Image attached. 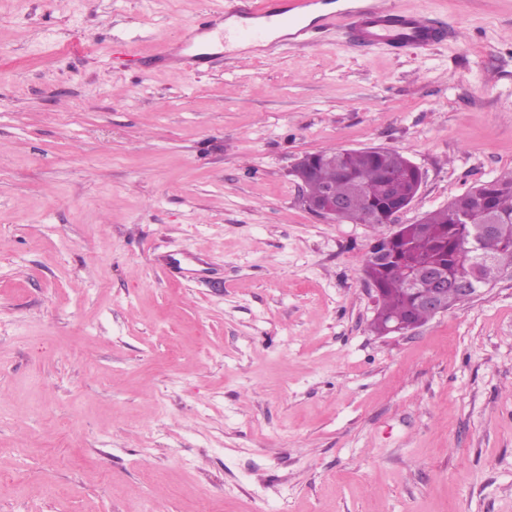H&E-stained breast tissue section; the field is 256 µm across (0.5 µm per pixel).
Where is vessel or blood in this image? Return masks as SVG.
Segmentation results:
<instances>
[{
	"instance_id": "obj_1",
	"label": "vessel or blood",
	"mask_w": 512,
	"mask_h": 512,
	"mask_svg": "<svg viewBox=\"0 0 512 512\" xmlns=\"http://www.w3.org/2000/svg\"><path fill=\"white\" fill-rule=\"evenodd\" d=\"M317 0H225L222 11L208 20L209 28L222 24L225 14L252 18V25L225 34V45L245 37H258L267 30L293 24L314 7ZM321 28L340 29L369 47L387 46L395 50L424 48L435 42L436 26L419 13L402 8L397 0H366L365 4L322 16Z\"/></svg>"
}]
</instances>
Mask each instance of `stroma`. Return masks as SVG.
Listing matches in <instances>:
<instances>
[{"label": "stroma", "mask_w": 512, "mask_h": 512, "mask_svg": "<svg viewBox=\"0 0 512 512\" xmlns=\"http://www.w3.org/2000/svg\"><path fill=\"white\" fill-rule=\"evenodd\" d=\"M220 4L0 0V512H512V267L378 334L373 229L291 174L397 150L400 224L512 176V0L232 60Z\"/></svg>", "instance_id": "1"}]
</instances>
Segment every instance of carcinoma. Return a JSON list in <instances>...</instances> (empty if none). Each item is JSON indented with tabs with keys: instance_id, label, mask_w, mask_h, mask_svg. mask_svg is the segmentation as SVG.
Segmentation results:
<instances>
[{
	"instance_id": "obj_1",
	"label": "carcinoma",
	"mask_w": 512,
	"mask_h": 512,
	"mask_svg": "<svg viewBox=\"0 0 512 512\" xmlns=\"http://www.w3.org/2000/svg\"><path fill=\"white\" fill-rule=\"evenodd\" d=\"M348 165L363 176V188H356L347 180H336V192L355 198L356 203L350 213V219L365 221L369 212L376 213L373 242L382 244L388 237L383 228L393 223L388 216L393 198H404L412 190L407 181L398 182L392 197H387L385 190L377 180V169L407 168L411 162L400 152L382 149L376 152L372 148L352 150L347 156ZM479 196L486 200L488 206L498 216V227L484 235L480 250L473 254L465 251L461 243V232L453 221L452 210L465 207L469 196H460L448 204V207L423 218L425 224H435L441 228L444 238L438 243H431L424 238L409 241L407 253L384 264H378L367 258L365 276L373 279L380 294L377 299L378 316L401 317L410 313V304L404 295L406 264L413 260H427L448 268V276L455 277L465 273L472 264L478 265L480 281L495 280L502 266L512 264V180L503 183L489 180L473 187Z\"/></svg>"
}]
</instances>
